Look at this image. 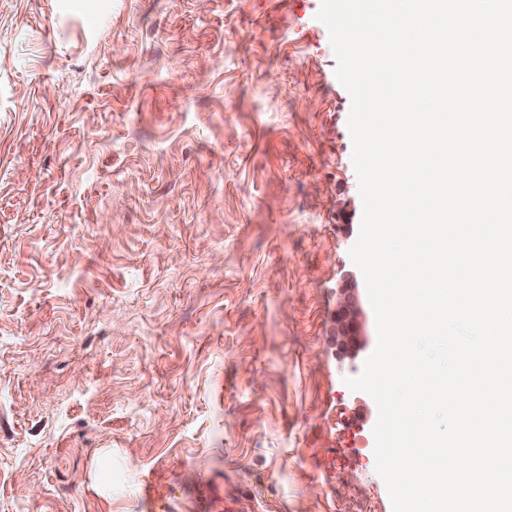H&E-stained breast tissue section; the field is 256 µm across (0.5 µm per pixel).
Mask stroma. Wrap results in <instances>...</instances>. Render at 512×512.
<instances>
[{"instance_id":"1","label":"stroma","mask_w":512,"mask_h":512,"mask_svg":"<svg viewBox=\"0 0 512 512\" xmlns=\"http://www.w3.org/2000/svg\"><path fill=\"white\" fill-rule=\"evenodd\" d=\"M320 4L0 0V512H393ZM367 315L358 282L345 273L336 288V310L331 336L333 345L343 358L354 359L367 345Z\"/></svg>"}]
</instances>
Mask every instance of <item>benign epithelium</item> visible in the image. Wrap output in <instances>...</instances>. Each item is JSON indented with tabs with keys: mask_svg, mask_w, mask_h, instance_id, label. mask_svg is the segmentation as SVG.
<instances>
[{
	"mask_svg": "<svg viewBox=\"0 0 512 512\" xmlns=\"http://www.w3.org/2000/svg\"><path fill=\"white\" fill-rule=\"evenodd\" d=\"M367 315L360 288L354 275L345 273L336 288V310L331 336L333 345L343 358L353 359L367 345Z\"/></svg>",
	"mask_w": 512,
	"mask_h": 512,
	"instance_id": "7a95c632",
	"label": "benign epithelium"
}]
</instances>
